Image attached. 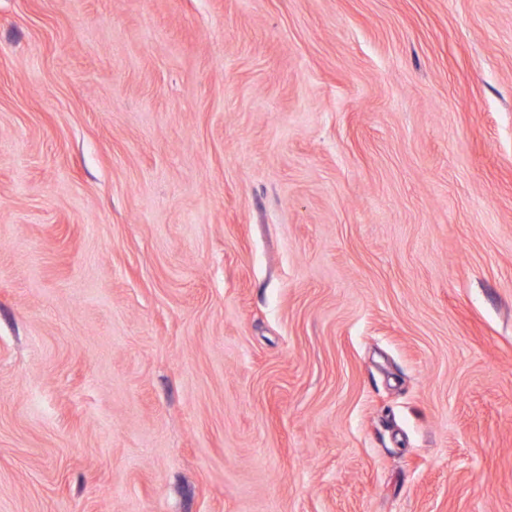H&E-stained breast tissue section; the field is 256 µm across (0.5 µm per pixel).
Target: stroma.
I'll list each match as a JSON object with an SVG mask.
<instances>
[{"mask_svg": "<svg viewBox=\"0 0 512 512\" xmlns=\"http://www.w3.org/2000/svg\"><path fill=\"white\" fill-rule=\"evenodd\" d=\"M0 512H512V0H0Z\"/></svg>", "mask_w": 512, "mask_h": 512, "instance_id": "stroma-1", "label": "stroma"}]
</instances>
